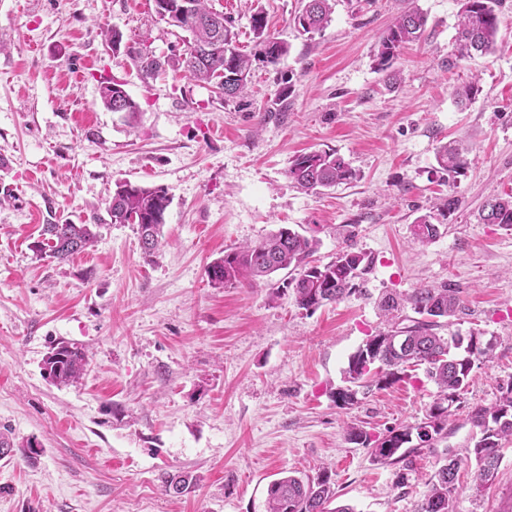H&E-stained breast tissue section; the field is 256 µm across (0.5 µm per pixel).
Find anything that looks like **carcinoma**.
<instances>
[{"mask_svg":"<svg viewBox=\"0 0 512 512\" xmlns=\"http://www.w3.org/2000/svg\"><path fill=\"white\" fill-rule=\"evenodd\" d=\"M156 13L173 26L189 33L187 52L177 66L185 76L219 90L226 98H236L247 91L251 73V57L237 47V32L233 21L224 13L207 7L209 0H191L190 14L179 10L180 0H153ZM302 9L294 16L297 30L305 34L321 32L331 21L333 0H301ZM503 0H461L460 20L454 47L455 56L462 60L475 53L493 50L499 30V8ZM427 24V17L419 11H407L398 16L381 36L378 53L379 70L391 68L401 47L419 40ZM251 30L255 39L254 56L270 65L278 63L286 53L284 43L267 32L266 17L258 11L251 15ZM100 99L110 111L122 108L133 120L140 112L138 104L118 81L112 87L100 90ZM467 147L461 144L439 146L436 162L439 169L457 174L468 164ZM288 178L305 192H317L356 178V171L336 150H314L295 156L288 166ZM171 197L162 186L119 184L112 194L108 213L113 224H134L140 238L144 259L154 261L161 247V230L165 224L164 211ZM433 216L425 214L413 225V238L424 243L439 234V225ZM484 224H499L512 228V194L495 197L485 203L480 212ZM96 238L91 224H43L34 251L59 263L92 246ZM316 241L282 226L257 244H249L227 252L208 267L210 283L220 288L243 279H261L281 270L301 269L289 278L284 287L292 290L295 304L306 311L327 303H336L354 291V280L365 271V255L344 250L336 260L324 265L309 264ZM417 317L403 322L394 315L400 303L385 297L381 311L390 326L367 339L349 358L345 371L349 386L336 392V406L346 408L357 399L358 389L373 385L387 386L400 379L399 373L407 365L426 366L427 376L436 384V398L430 405L425 421L417 426L393 428L373 449L374 460L397 464L407 461L420 447L405 448L417 435L428 443L448 434L451 408L459 400L468 384L474 361L489 356L494 339L480 331L467 336L441 333L445 323L441 319L454 317L462 311L458 290L446 286L418 288L405 298ZM401 333L404 343L395 344L390 336ZM48 378L56 385H68L79 379L87 369L84 349L60 342L46 356ZM469 419L478 432L472 437L473 446L464 458L447 457L438 466L428 482V490L418 500L414 512H455L457 473L462 463L475 461L473 492L482 495L494 483L504 441L512 440V383L491 407H477ZM165 488L176 494H188L196 485V478L187 473L165 477ZM336 498L335 483L327 469L313 478L303 479L285 475L267 489L266 512H354L348 506L332 511L328 505Z\"/></svg>","mask_w":512,"mask_h":512,"instance_id":"obj_1","label":"carcinoma"}]
</instances>
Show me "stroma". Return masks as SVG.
I'll list each match as a JSON object with an SVG mask.
<instances>
[{"mask_svg": "<svg viewBox=\"0 0 512 512\" xmlns=\"http://www.w3.org/2000/svg\"><path fill=\"white\" fill-rule=\"evenodd\" d=\"M254 53L253 13L285 43L277 64L254 61L250 92L222 100L177 69L189 35L153 0H0V512H266L282 474L328 468L336 505L414 512L445 455L465 456L469 413L512 383V229L481 223L512 193V0L494 53L449 64L459 0H336L328 26L299 35L300 0H211ZM427 17L421 38L377 69L396 17ZM122 35L112 51L101 29ZM164 60L146 76L133 52ZM123 82L136 125L103 107L101 78ZM480 91L459 104L469 82ZM462 141L470 163L439 172L437 148ZM335 149L358 178L317 193L289 179L298 154ZM162 186L172 202L164 247L145 262L135 225L107 212L122 183ZM456 208L432 241L411 227L443 198ZM91 224L88 250L58 263L36 255L40 225ZM316 239L312 263L340 251L368 267L337 303L306 311L282 286L288 271L212 287L208 267L281 226ZM422 285L459 289L448 332L494 340L475 362L447 439L422 448L411 470L377 463L372 445L424 420L437 387L424 367L337 407L348 361L386 325L378 301ZM88 367L56 386L43 359L58 342ZM367 444L351 442L348 427ZM37 444L26 460L20 448ZM405 482H398V473ZM196 477L166 492L163 476ZM461 467L457 512H512V442L498 475L473 496Z\"/></svg>", "mask_w": 512, "mask_h": 512, "instance_id": "1", "label": "stroma"}]
</instances>
